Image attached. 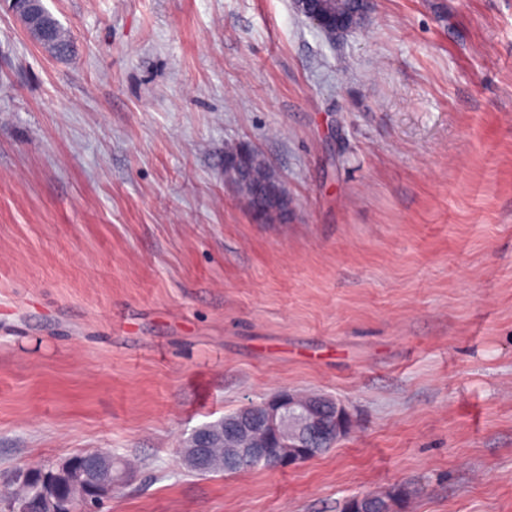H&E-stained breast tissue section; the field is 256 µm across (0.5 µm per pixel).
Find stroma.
I'll list each match as a JSON object with an SVG mask.
<instances>
[{"label":"stroma","instance_id":"stroma-1","mask_svg":"<svg viewBox=\"0 0 512 512\" xmlns=\"http://www.w3.org/2000/svg\"><path fill=\"white\" fill-rule=\"evenodd\" d=\"M0 0V494L108 449L102 512H512V0ZM291 201L257 223L227 151ZM350 431L195 475L189 433L285 390ZM11 4L28 38L47 53L57 55L61 47L54 40L53 21L44 0H11ZM310 0H295L294 8L301 16H303L310 24L317 30L322 31L324 34L330 36L331 39H336L346 35L347 33L360 28L363 25L366 15L371 8V0H361L359 11L355 16L347 19L340 27H328L324 21L323 16L315 11H312Z\"/></svg>","mask_w":512,"mask_h":512}]
</instances>
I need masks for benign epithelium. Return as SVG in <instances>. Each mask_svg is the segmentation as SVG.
<instances>
[{
    "instance_id": "7a95c632",
    "label": "benign epithelium",
    "mask_w": 512,
    "mask_h": 512,
    "mask_svg": "<svg viewBox=\"0 0 512 512\" xmlns=\"http://www.w3.org/2000/svg\"><path fill=\"white\" fill-rule=\"evenodd\" d=\"M12 9L19 18L28 38L51 55L61 51L54 40L53 21L44 0H11ZM372 0H360L359 11L340 27H329L323 16L311 9L309 0H294V8L317 30L334 39L363 25ZM350 414L346 406L327 396L294 390L282 391L256 407L249 403L237 415L222 420L219 431H211L203 438L194 432L183 443L182 461L192 470L203 473L211 463L213 448L224 453V468L245 473L268 464L273 469L292 468L311 458V446H332L348 431ZM111 460L104 453L86 455L81 471L82 479L95 485L99 497L112 494V480L108 476ZM32 469L16 471L13 484L16 495L5 505V512H28L24 490L28 488ZM368 512H389L385 497L365 494L356 497ZM60 512H96L93 500L71 501L58 499Z\"/></svg>"
}]
</instances>
